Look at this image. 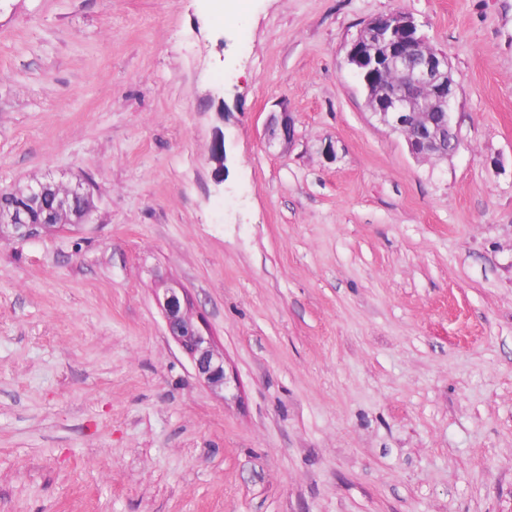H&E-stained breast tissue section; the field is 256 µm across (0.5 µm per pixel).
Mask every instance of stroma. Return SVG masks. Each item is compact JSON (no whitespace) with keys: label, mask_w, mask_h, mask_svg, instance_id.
Wrapping results in <instances>:
<instances>
[{"label":"stroma","mask_w":512,"mask_h":512,"mask_svg":"<svg viewBox=\"0 0 512 512\" xmlns=\"http://www.w3.org/2000/svg\"><path fill=\"white\" fill-rule=\"evenodd\" d=\"M213 3L0 0V189L93 193L0 240V512H512V0ZM393 12L448 56V158L344 62ZM266 131L269 141L274 139H280L284 144V147H288L294 140V120L291 116V112L287 109H283L280 112V116L275 115L271 117L266 125ZM157 300L170 335L188 356L196 376L211 388L224 391L229 383L224 369V352L215 347L204 322L192 315L186 290L164 288Z\"/></svg>","instance_id":"1"}]
</instances>
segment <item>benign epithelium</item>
Returning <instances> with one entry per match:
<instances>
[{
    "mask_svg": "<svg viewBox=\"0 0 512 512\" xmlns=\"http://www.w3.org/2000/svg\"><path fill=\"white\" fill-rule=\"evenodd\" d=\"M417 28L414 19L401 12L369 20L359 30L346 52L345 63L353 71L371 68L364 81L372 116L402 135L418 157H446L459 147L452 108L457 84L446 54L430 47L423 37L410 38L402 30ZM431 90L428 99L420 97ZM269 140L284 146L294 140V120L284 109L266 125ZM6 194L12 201L0 208V237L28 241L44 231L71 234L92 211V192L80 184L69 187L37 182ZM170 335L192 363L196 376L211 388L223 391L229 380L224 353L219 351L204 322L191 313V301L183 288L167 287L157 296Z\"/></svg>",
    "mask_w": 512,
    "mask_h": 512,
    "instance_id": "1",
    "label": "benign epithelium"
}]
</instances>
